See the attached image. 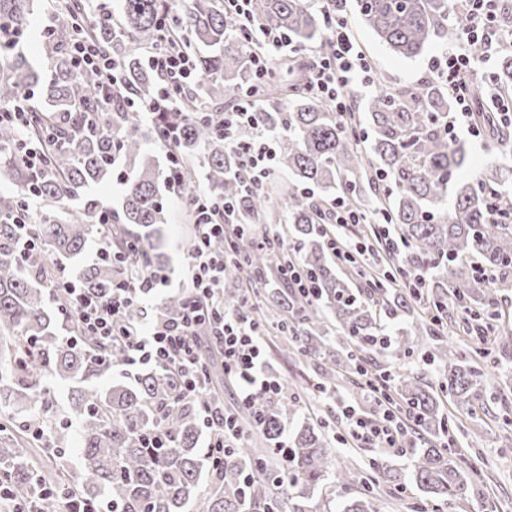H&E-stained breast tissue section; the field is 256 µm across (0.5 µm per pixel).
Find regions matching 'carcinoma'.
I'll return each mask as SVG.
<instances>
[{"label":"carcinoma","instance_id":"1","mask_svg":"<svg viewBox=\"0 0 512 512\" xmlns=\"http://www.w3.org/2000/svg\"><path fill=\"white\" fill-rule=\"evenodd\" d=\"M37 0H0V48L15 53V63L0 66V106L26 103L32 140L49 139L48 172L42 180L38 213L21 229L14 222L21 194L29 184L21 161L19 130L0 125V178L18 192L0 196V479L12 497L24 501L47 483L68 486L79 498H102L119 512H319L308 506L315 491L329 480L332 442L307 421L288 435L287 455L279 439L284 423L299 410L297 402L256 397L244 408L253 426L257 447L232 448L224 466L213 465L208 449L198 447L201 410L192 401H174L176 376L155 368L135 377L132 384L114 381L106 390L91 383L122 366L127 349L84 340L73 344L56 334L60 304L48 307L35 279L43 274L36 264L21 262L23 237L35 239L41 252L77 258L88 238L116 248L125 242L128 225L139 228L133 262L148 270L158 267L162 253L160 225L167 221V200L160 182L170 174L143 150L146 133L130 104L148 103L161 81L144 64L159 41L162 26L179 31L193 53L200 79L182 94L179 111L153 117L152 131L177 122L179 190L184 205L198 195V169H203L210 195L232 204L235 222L250 224L276 208L292 224L291 252H278L247 231L213 247L229 250L227 268L247 267L263 284L282 277L293 264L317 288L310 299L293 288L279 293V306L290 313L283 329L293 333L295 349L285 354L323 359L322 370L336 385L363 389L366 378H389L392 402L408 413L412 424L410 479L427 497L453 510L466 501L479 474L463 466L467 448L443 445L449 417L442 394L456 414L489 418L512 426V399L505 386L488 388L479 325L498 317L496 292L512 288V166L489 165L477 179H464V143L448 133L452 98L431 78L416 84L384 83L374 77L364 110L372 126L366 149L353 137L351 118L342 119L332 106L309 90L310 66L286 59L264 81L251 66L256 46L238 35L237 16L224 10L222 0H187L175 17L167 0H122L119 16L106 3L64 0L59 25L41 32L39 45L51 62L45 71L32 70L16 47L24 37ZM337 0H325L321 14L307 0H255L259 23L281 30L299 46L313 44L328 50L323 33L327 14ZM357 8L374 34L395 53L411 58L431 43L448 37L451 23L461 24L452 0H357ZM94 38L123 72L114 91L104 88L92 71L78 69L69 51L77 33ZM498 92L512 94V52L497 57L493 74ZM252 91L270 103L257 112L258 128L278 135L277 165L295 184L271 194L250 192L241 180V153L224 144L222 101L240 102ZM474 111L486 124L496 145L509 146L512 135L498 129L486 105L481 83L473 88ZM125 159L132 174L123 182L119 222L97 224L105 206L87 189L112 175V166ZM386 178L391 222L398 229L401 259L393 260L390 275L373 280L365 290L336 275L327 254L321 225L335 213L307 201L303 186H313L348 205L365 200V187ZM77 201L66 219L58 206ZM418 268L426 274L421 296L393 289V277ZM495 273L487 284L479 268ZM119 275L112 260H98L78 278L97 295L112 293ZM185 294L167 298L160 317L176 315ZM407 317L386 343V322ZM456 328L470 337L463 348L445 344V329ZM431 344L430 359L443 369L440 392L431 389L417 371L392 378L378 357L393 351L410 357L421 344ZM39 352L27 354L28 341ZM76 384L69 399L70 413L79 419L81 476L61 467L46 482L24 448L23 435L38 426L49 441L46 450L61 458L70 439L69 428L58 421L54 385ZM160 427L168 437L165 448H146L144 432ZM402 471L383 463L372 467V483L401 485ZM371 494L340 504V512H372Z\"/></svg>","mask_w":512,"mask_h":512}]
</instances>
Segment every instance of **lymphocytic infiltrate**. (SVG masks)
<instances>
[{
    "mask_svg": "<svg viewBox=\"0 0 512 512\" xmlns=\"http://www.w3.org/2000/svg\"><path fill=\"white\" fill-rule=\"evenodd\" d=\"M240 20V35L258 41L261 50L255 58L258 77L272 73L275 57L293 52L287 33L257 24L252 0H226ZM459 11L466 23L456 40L429 60L433 78L448 86L453 97V112L458 117L472 115L471 86L475 80L476 58L471 48L480 45L485 55L512 50V37L503 36L498 25V0H459ZM329 56L323 58L314 74L312 89L328 100L337 115L349 114L352 99L371 85L370 67L356 52L343 16H336L328 28ZM76 66L89 69L99 77L119 84L120 66L99 44L90 38H78L69 46ZM149 65L161 74L164 89L147 107L148 113L171 112L187 86L197 82L198 73L192 55L181 41L162 34L159 45L148 58ZM256 111L244 106L224 115V142L240 149L245 157V180L253 189H262L276 162L271 139L260 136L253 145L239 146L236 130L255 125ZM195 235L187 251L190 274V298L176 318L145 326L143 321L128 322L127 310L137 306L143 294L164 280L163 275L136 263H126L119 281L107 296L86 291L66 277L57 278L50 295L61 294L67 300L62 310L65 326L78 329L80 336L103 344H124L129 363L153 364L170 369L180 380L178 399L201 395L207 377L202 359L203 345H210L222 360L224 376L239 388L241 402L261 395L278 397L283 386L279 378L266 371L262 336L244 309L224 304V257L210 248L212 238L227 237L232 230L224 202L200 194L192 208ZM367 391L381 415L370 418L354 407L342 409L349 435L360 443L388 452H403L409 426L405 417L391 406L384 382L371 380ZM202 420L209 430L208 446L216 463H223L227 449L238 447L245 430L223 401L209 399L203 404Z\"/></svg>",
    "mask_w": 512,
    "mask_h": 512,
    "instance_id": "lymphocytic-infiltrate-1",
    "label": "lymphocytic infiltrate"
}]
</instances>
